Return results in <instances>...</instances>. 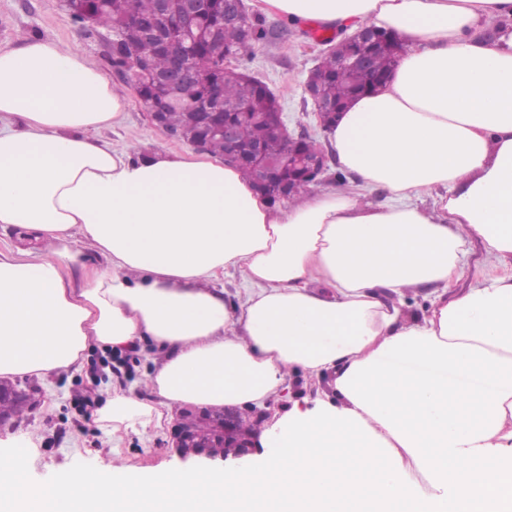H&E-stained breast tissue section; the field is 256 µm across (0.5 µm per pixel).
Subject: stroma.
Returning a JSON list of instances; mask_svg holds the SVG:
<instances>
[{"label":"stroma","instance_id":"obj_1","mask_svg":"<svg viewBox=\"0 0 512 512\" xmlns=\"http://www.w3.org/2000/svg\"><path fill=\"white\" fill-rule=\"evenodd\" d=\"M244 3L252 18L263 19L265 27L276 30L277 35L241 59L240 67L277 94L292 134L308 133L318 145L327 146V133L313 113L305 92V81L331 42L343 39V32H321L310 24H294L277 16H263L256 8L255 0H244ZM29 34L49 36L80 46L102 71L110 69L100 41L84 38L60 0H0V46H12L20 37ZM96 138L116 147L135 146L146 152L159 148L180 153L190 150L189 144L169 140L153 126L146 107L134 95L129 98L123 124L98 131ZM503 274H512V258L499 261L489 257L481 240L473 237L452 286L465 290L482 278ZM105 358L112 363V371L108 374L93 375L87 367L77 372L60 373L46 381L21 378V385L35 387L41 395L21 416L12 419L8 430L32 438L35 451L31 474L34 479L46 480L59 469L109 459L112 438L96 423V406L102 403L109 380L144 390L152 364L133 352L106 355L94 347L87 353L89 364ZM169 440L170 431L166 428L152 429L145 434H125L120 445L121 457L125 464L136 468L184 462V455L171 448Z\"/></svg>","mask_w":512,"mask_h":512}]
</instances>
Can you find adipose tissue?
I'll use <instances>...</instances> for the list:
<instances>
[{
    "label": "adipose tissue",
    "mask_w": 512,
    "mask_h": 512,
    "mask_svg": "<svg viewBox=\"0 0 512 512\" xmlns=\"http://www.w3.org/2000/svg\"><path fill=\"white\" fill-rule=\"evenodd\" d=\"M256 6L408 45L328 133L354 190L276 207L218 155L101 145L127 96L85 52L40 35L0 47V224L44 244L0 251V378L149 343L147 393L113 385L96 411L115 435L265 407L299 371L333 375L332 396L274 413L262 452L221 466L108 461L35 482L31 438H0V512H512V276L450 288L468 236L512 256V30L476 37L512 0ZM227 270L243 302L216 288ZM427 286V314L406 318L399 297Z\"/></svg>",
    "instance_id": "obj_1"
}]
</instances>
